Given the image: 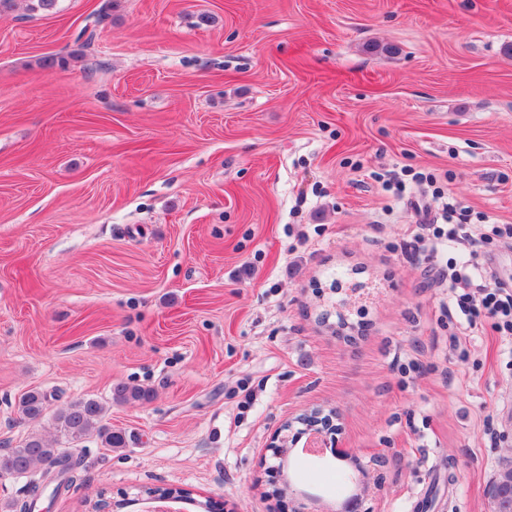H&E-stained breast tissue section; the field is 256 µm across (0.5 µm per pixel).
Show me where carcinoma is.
I'll return each mask as SVG.
<instances>
[{"label": "carcinoma", "mask_w": 512, "mask_h": 512, "mask_svg": "<svg viewBox=\"0 0 512 512\" xmlns=\"http://www.w3.org/2000/svg\"><path fill=\"white\" fill-rule=\"evenodd\" d=\"M113 399L119 402L145 400L148 394L124 385L113 388ZM47 395L30 390L24 393L17 405V414L22 421L40 419L47 406ZM105 407L94 398H83L67 404L55 414L59 433L70 442H79L89 436L100 439L106 448H124L126 433L114 429L104 422ZM38 466H59L61 473L68 470V458L57 443L38 435L27 437L20 445L0 454V475H20Z\"/></svg>", "instance_id": "cac0c4a2"}]
</instances>
